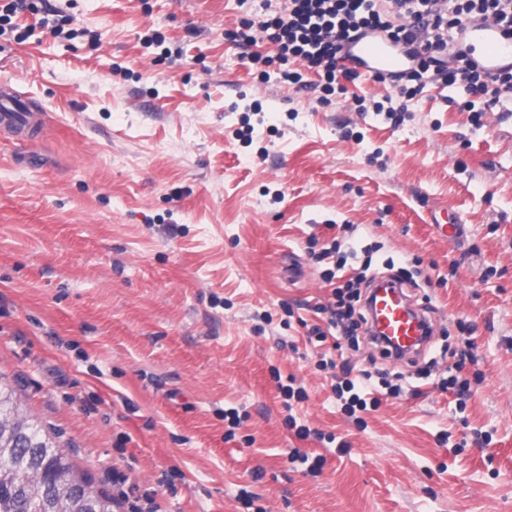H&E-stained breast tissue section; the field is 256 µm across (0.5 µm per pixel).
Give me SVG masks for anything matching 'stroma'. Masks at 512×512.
I'll return each instance as SVG.
<instances>
[{"instance_id":"35a3bbf8","label":"stroma","mask_w":512,"mask_h":512,"mask_svg":"<svg viewBox=\"0 0 512 512\" xmlns=\"http://www.w3.org/2000/svg\"><path fill=\"white\" fill-rule=\"evenodd\" d=\"M49 2L75 38L28 13L25 42L0 38V83L43 120L0 128V391L99 487L123 471L162 512H247L244 491L265 512H512V101L478 96L471 113L429 87L396 125L353 101L391 83L322 104L249 71L224 33L265 0ZM150 29L181 57L144 48ZM243 98L263 110L248 143L233 136ZM443 208L458 243L429 222ZM335 240L426 306L418 362L382 359L363 332L308 342ZM461 320L479 363L459 404L438 382ZM324 355L400 397L358 427ZM276 370L306 390L293 412ZM292 448L326 462L309 472Z\"/></svg>"}]
</instances>
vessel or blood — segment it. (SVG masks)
Instances as JSON below:
<instances>
[{"instance_id":"1","label":"vessel or blood","mask_w":512,"mask_h":512,"mask_svg":"<svg viewBox=\"0 0 512 512\" xmlns=\"http://www.w3.org/2000/svg\"><path fill=\"white\" fill-rule=\"evenodd\" d=\"M452 47L454 51L464 52L490 75L512 65V35L494 22H466L458 28ZM352 53L366 61L373 74L388 80L405 70L404 58L394 53L388 41L380 37L356 39ZM38 123V116L27 99L0 87V125L23 129ZM369 320L394 344L416 350L422 349L432 334L427 318L414 312L410 298L394 283L377 289Z\"/></svg>"}]
</instances>
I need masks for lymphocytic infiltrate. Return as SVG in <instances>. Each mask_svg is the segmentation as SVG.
<instances>
[{
  "mask_svg": "<svg viewBox=\"0 0 512 512\" xmlns=\"http://www.w3.org/2000/svg\"><path fill=\"white\" fill-rule=\"evenodd\" d=\"M488 19L512 29V0H392L387 9L380 7L378 0H283L279 7L242 20L231 37L245 48L250 67L279 64L280 81L298 86L303 83V69L314 70L323 96L329 97L346 93L348 85L361 77L357 68L345 64L350 44L360 35L383 33L411 59L410 66L396 80L395 94L371 104L373 112L394 119L405 112L408 99L428 86L458 87L464 95L460 104L464 110L472 109V99L479 95L493 104L512 100V67L490 76L464 56L452 60L446 57L448 40L460 25ZM262 39L275 44V55L257 51ZM339 250L335 242L321 253L322 258L333 261L322 278L332 284L335 301L327 307L326 326L316 325L310 330L319 342L326 341L331 333L355 336L367 320L357 282L351 280L342 287L334 283L337 272L346 264ZM332 390L342 411L360 426L365 423L364 413L377 410L381 404L366 370L342 368Z\"/></svg>",
  "mask_w": 512,
  "mask_h": 512,
  "instance_id": "lymphocytic-infiltrate-1",
  "label": "lymphocytic infiltrate"
}]
</instances>
